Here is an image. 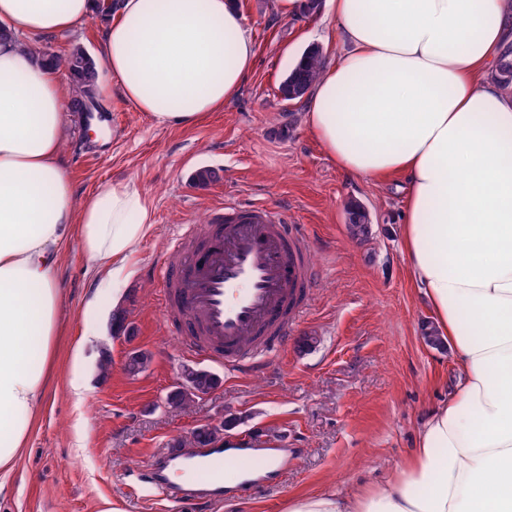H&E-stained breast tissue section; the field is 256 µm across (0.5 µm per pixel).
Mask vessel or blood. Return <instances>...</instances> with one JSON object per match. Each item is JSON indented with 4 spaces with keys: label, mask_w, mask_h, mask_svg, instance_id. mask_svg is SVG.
Segmentation results:
<instances>
[{
    "label": "vessel or blood",
    "mask_w": 512,
    "mask_h": 512,
    "mask_svg": "<svg viewBox=\"0 0 512 512\" xmlns=\"http://www.w3.org/2000/svg\"><path fill=\"white\" fill-rule=\"evenodd\" d=\"M175 264L155 275L163 324L180 336L182 354L223 368L233 377L270 369L299 326L317 285L312 239L290 226L277 207L254 202L221 203L203 224H185L173 235ZM140 482L143 491L178 499L154 453ZM274 451L255 458L247 448L216 440L190 449L177 464L195 477L191 496L200 507L224 495V471L246 473V488L262 487L256 465L277 460Z\"/></svg>",
    "instance_id": "b4317fda"
}]
</instances>
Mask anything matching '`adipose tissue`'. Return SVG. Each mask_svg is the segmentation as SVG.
I'll use <instances>...</instances> for the list:
<instances>
[{"label":"adipose tissue","mask_w":512,"mask_h":512,"mask_svg":"<svg viewBox=\"0 0 512 512\" xmlns=\"http://www.w3.org/2000/svg\"><path fill=\"white\" fill-rule=\"evenodd\" d=\"M332 3L344 50L305 124L346 172L405 175L404 254L458 382L388 479L297 497L287 512H512V97L489 74L512 41V0ZM93 9L0 0V477L46 402L70 240L117 291L153 223L131 183L79 196L68 178L70 83L38 54ZM254 59L236 0H118L94 57L97 95L189 127L236 96Z\"/></svg>","instance_id":"ef3b65f1"}]
</instances>
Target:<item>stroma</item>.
Wrapping results in <instances>:
<instances>
[{"mask_svg": "<svg viewBox=\"0 0 512 512\" xmlns=\"http://www.w3.org/2000/svg\"><path fill=\"white\" fill-rule=\"evenodd\" d=\"M238 3L256 56L222 110L193 127H161L114 96L102 132L87 130L79 116L69 120L65 156L74 191L131 182L150 199L154 224L129 262L121 294L129 337L113 336L112 296L99 288L80 241L68 244L59 274L68 322L55 341L48 405L14 461L0 512H102L108 504L120 512H199L191 500L140 497L137 473L153 449L222 421L249 436L287 432V472L254 494L225 491L210 512H286L298 495L382 482L456 382L449 351L423 338L433 316L403 252L404 177L358 178L340 169L305 126L304 101L279 95L308 45H320L328 60L341 51L330 7L294 19L278 0ZM202 167L217 170L218 180L197 186L193 175ZM227 198L270 203L291 223L311 227L324 276L273 371L222 379L172 409L165 399L186 361L178 336L161 324L153 272L175 260L172 233L203 223L208 207ZM352 205L370 214L361 238L347 230ZM90 327L112 368L101 373L99 359L86 352L88 391L79 401L68 386L71 348ZM133 350L150 357L136 376L123 369Z\"/></svg>", "mask_w": 512, "mask_h": 512, "instance_id": "obj_1", "label": "stroma"}]
</instances>
